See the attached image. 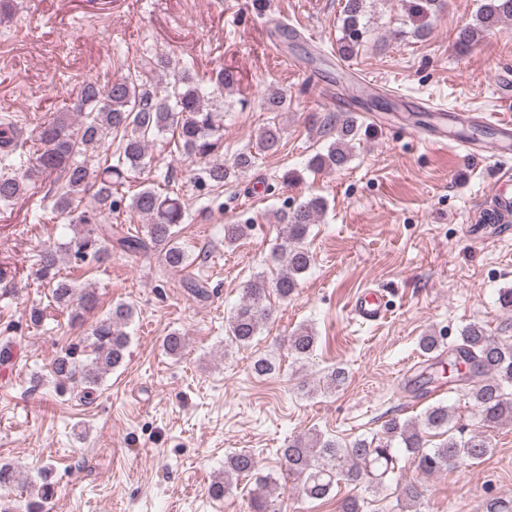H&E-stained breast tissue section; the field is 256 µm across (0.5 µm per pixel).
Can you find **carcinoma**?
<instances>
[{"label":"carcinoma","instance_id":"obj_1","mask_svg":"<svg viewBox=\"0 0 512 512\" xmlns=\"http://www.w3.org/2000/svg\"><path fill=\"white\" fill-rule=\"evenodd\" d=\"M367 0H344L342 37L337 46L340 59L352 58L365 34L363 19ZM512 19V0H483L476 13V23L462 27L457 44L468 48L481 33ZM170 68V60L143 57L139 68L106 85L83 82L77 91L70 113H59L43 119L36 135L26 137L17 132L3 155L4 172L0 174V205L20 198L27 182L34 177L54 178L51 213L70 218L73 236L54 248L38 254L39 277L49 288L57 306L70 311L76 322L83 311L91 308L90 292L77 295V286L61 273L60 263L67 258L84 264L101 265L112 255L108 244L125 255L155 252L163 266L177 271L186 266L187 256L179 245L175 228L183 223L185 211L180 198L171 197L145 187L133 195L128 207L147 220L144 234L129 232L112 224V212L123 200L115 197L127 173L146 168L147 147L156 136L172 130L177 148L202 164L198 180L220 185L236 172L251 168L258 157L279 150L281 129L273 123L257 135L254 145L234 156L232 164L224 163L223 115L205 103L203 84L190 71L175 70L173 81L163 87L148 84V75ZM268 112L288 110L286 96L275 89L264 99ZM336 130L335 140L326 152L314 155L308 163L313 171L344 167L354 142L360 136L357 118L349 113L329 121ZM112 138L115 149L112 163L100 170L77 160L96 151L106 138ZM93 203L77 211V198L90 189ZM326 208L320 196L299 199L286 217L288 245L275 252L279 270L273 290L284 300L293 295L299 280L308 270L313 255L304 245L311 224ZM271 308L266 288L258 281L247 283L240 303L228 318L224 330L228 340L239 346L248 345L268 320ZM133 317V308L117 303L107 315L92 325L90 336H77L52 363L56 391L63 393L68 384L84 387L83 397L96 391L103 378L119 367L125 358L128 334L125 328ZM288 350L297 360L309 357L316 336L306 327L288 336ZM448 361L464 367L460 382L488 427L512 424V344L491 335L479 322L462 328L455 344L448 350ZM346 373L335 368L318 380L317 387L332 391L344 383ZM315 387V388H317ZM310 388V391H315ZM453 415L447 404L428 406L418 421H402L397 417L385 421L371 439L341 444L322 435H298L280 449L281 467L287 475L302 479V492L310 500H323L339 480L359 484H379L395 470L398 452L407 454L416 468L431 474L448 465V460H480L491 451L480 435H463L452 425ZM435 431L444 436L437 446L425 448L424 434ZM259 469V461L249 451L229 456L224 464V479L213 482L209 493L221 499L230 486L232 476H249ZM270 477H264L250 499L249 512H271L268 500ZM32 499L26 512H42L52 498L54 488L44 481L30 486Z\"/></svg>","mask_w":512,"mask_h":512}]
</instances>
